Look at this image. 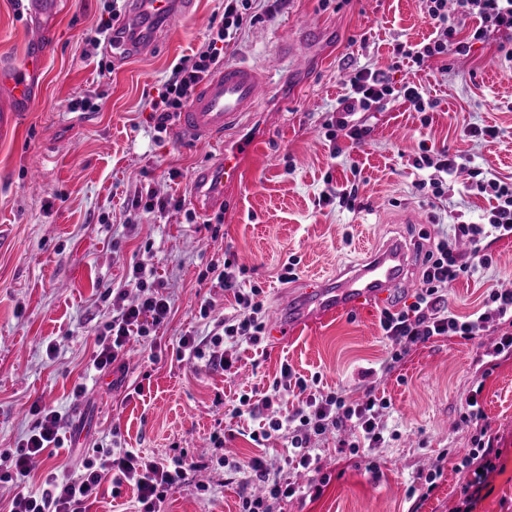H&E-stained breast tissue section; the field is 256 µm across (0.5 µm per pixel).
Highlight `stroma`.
I'll list each match as a JSON object with an SVG mask.
<instances>
[{
	"label": "stroma",
	"mask_w": 512,
	"mask_h": 512,
	"mask_svg": "<svg viewBox=\"0 0 512 512\" xmlns=\"http://www.w3.org/2000/svg\"><path fill=\"white\" fill-rule=\"evenodd\" d=\"M111 0H63L45 24L48 56L35 79L29 107H0V448H12L32 428L34 402L68 414L80 432L71 452L32 460L28 489L48 471L75 472L94 445L120 433L126 447L162 458L176 450L209 458L213 434L234 429L226 450L239 458L285 454L277 438L256 445L258 426L234 416L241 394L267 390L282 363L299 373H319L323 386L359 396L369 387L390 406L384 447L370 456L339 451L333 435L316 441L320 472L298 469L299 485L317 474L329 482L319 497L296 495L277 512H455L460 475L455 465L472 446L474 426L462 421L465 399L480 401L502 466L489 472L487 493L473 512H512V356L481 361L480 340L437 336L410 345L393 372L371 378L390 342L381 307L296 322L288 336L242 346L229 371L178 361L181 336H205L211 323L199 315L212 301L216 315L233 297L204 281L211 264L231 259L244 280L265 291L268 311L286 304L311 278L366 259L393 238L413 250L427 247L439 226L481 223L487 198L467 188L460 171L448 199L435 209L418 202L414 166L425 147L448 148L472 166L512 180V61L496 41L474 44L420 71L392 66L396 43L429 38L433 27L422 0H289L265 22L245 28L224 49L225 62H242L284 76L268 97L226 134L223 142H191L179 125L158 134L148 102L174 60L194 55L218 24L224 0H195L189 15L165 29L140 56L87 42ZM24 0H0V69L23 60L30 48ZM319 29L320 39L301 56L282 54L276 32ZM387 68L393 80L421 83L435 101L421 113L390 98L367 113L371 129L360 146L342 141L334 154L326 136L337 98L356 68ZM93 96L99 109L75 112L72 100ZM497 129L494 139L464 137L467 125ZM255 149L241 159L242 178L224 188V202L200 211L194 177L216 165L238 140ZM40 168L39 180L29 172ZM178 170L169 179V170ZM360 170L362 208L322 206L325 178L342 184ZM182 200L183 210L142 217L129 225L126 207L135 193ZM195 212L188 220L187 212ZM490 268L448 290L456 314L477 310L489 288L512 289V238L491 242ZM294 264L288 283L278 275ZM155 271L172 313L157 335L133 347L111 373L91 365L96 330L118 313V295L132 266ZM85 383L88 398L71 391ZM378 468L368 471L369 459ZM443 466L423 505L407 491L421 474ZM206 495L193 482L173 487L161 512H238L241 479L217 463L205 471Z\"/></svg>",
	"instance_id": "stroma-1"
}]
</instances>
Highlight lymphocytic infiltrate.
Segmentation results:
<instances>
[{"label": "lymphocytic infiltrate", "instance_id": "obj_1", "mask_svg": "<svg viewBox=\"0 0 512 512\" xmlns=\"http://www.w3.org/2000/svg\"><path fill=\"white\" fill-rule=\"evenodd\" d=\"M253 0H224V15L217 28L211 29L202 48L192 57L179 59L172 65L168 78L158 88L149 103L157 132H165L179 117L196 88L224 62V46L244 29L259 22L252 9ZM424 13L434 26L432 38L415 45L396 44L393 49L395 66L421 68L438 56L464 53L472 42L492 39L499 44H512V0H422ZM476 19L468 38H460L466 19ZM408 102L415 111L426 112L434 107L427 91L416 84L395 83L386 70L365 67L351 75L346 93L336 101V119L328 123L330 140L346 137L352 143H362L370 128L359 115L373 111L386 98ZM417 169L427 170L426 178L414 183V194L430 202L444 197L448 178L464 168L458 155L447 149L435 150L421 157ZM471 188L489 197L492 206L480 224H457L452 233L438 236L421 259V287L413 302L404 309L383 310L380 326L391 342L390 352L380 366L389 373L408 353L409 345L426 342L435 336H457L465 340L479 337L488 324L504 325L497 342L488 349L489 357L512 355V290H491L480 308L466 316L454 314L448 308V289L453 282L469 277L492 264L485 241L493 237H512V182L470 169ZM215 285L232 292L235 305L230 316L216 320L205 337L184 336L179 340L177 355L189 364L199 362L213 369L228 370L232 365V350L241 344L259 345L265 338V308L263 290L246 286L240 280L233 261L212 266ZM136 292L134 300L122 306L118 316L96 333L92 365L97 371L109 370L131 337L148 338L171 313L167 296L160 294L152 272L137 266L128 281ZM319 375L304 376L290 364H282L280 376L270 390L241 395L239 405L262 426L254 433L257 442L284 435L288 438L286 464L305 469L318 462L312 442L330 430L350 431L341 439L340 447L350 453L363 448H379L385 442L384 412L389 407L385 398L366 390L359 399L350 398L345 390L323 391ZM305 398L291 411L278 415L275 404L294 392ZM36 421L27 436L14 449L0 456V485L21 487L30 474V463L46 450L64 446L62 433L68 425L59 411L33 405ZM462 418L476 432L472 447L457 464V471L468 478L460 489L461 512H472L486 487L484 474L496 468L500 451L487 433L485 413L477 395L467 399ZM213 447L218 463L230 472L241 475L245 490L239 495V512H275L280 501L294 496L295 482L283 477L280 467L261 456L235 459L225 455L224 439L214 436ZM199 463L186 453L159 459L140 449L123 445L113 439L111 446L99 447L85 457L79 473L61 476L48 472L37 490L21 492L13 498L8 512H89L91 500L103 479H111L113 495H120L123 485H132L137 493L138 512H156L167 491L184 484Z\"/></svg>", "mask_w": 512, "mask_h": 512}]
</instances>
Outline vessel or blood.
<instances>
[{
    "label": "vessel or blood",
    "mask_w": 512,
    "mask_h": 512,
    "mask_svg": "<svg viewBox=\"0 0 512 512\" xmlns=\"http://www.w3.org/2000/svg\"><path fill=\"white\" fill-rule=\"evenodd\" d=\"M191 6L192 0H129L122 18L124 26H145L149 32L144 41L126 43L128 53H138L144 45L155 43L162 23L178 22ZM60 9L61 0H28L26 25L35 51L22 64L0 71V84L6 87L11 105L19 107L29 103L33 80L44 63L43 23ZM270 87L269 71L240 63L224 65L198 88L179 116L180 127L192 141L223 139L225 132L231 130L243 115L256 108ZM252 148L251 142L239 141L233 151L222 156L219 166L196 173L195 182L204 190V206L221 203L225 185L240 179L241 156ZM411 272V253L407 245L394 239L371 251L365 261L314 280L311 288L297 295L296 304L303 315L312 309L326 313L352 311L369 303L381 304L396 288L410 280Z\"/></svg>",
    "instance_id": "1"
}]
</instances>
